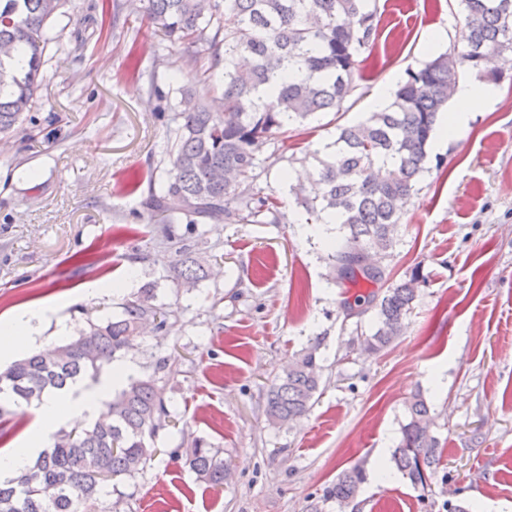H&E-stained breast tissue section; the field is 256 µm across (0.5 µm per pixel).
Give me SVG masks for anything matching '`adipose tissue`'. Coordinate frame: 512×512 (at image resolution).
Returning a JSON list of instances; mask_svg holds the SVG:
<instances>
[{
	"label": "adipose tissue",
	"instance_id": "1",
	"mask_svg": "<svg viewBox=\"0 0 512 512\" xmlns=\"http://www.w3.org/2000/svg\"><path fill=\"white\" fill-rule=\"evenodd\" d=\"M494 97L495 90L491 84L478 81L458 83L453 94L457 109L449 113L445 124L446 130L457 131L463 128L469 113L487 107ZM110 391L111 385L107 382L89 386L79 381L45 397L39 405V411L49 426L90 418L98 413L101 400L107 397Z\"/></svg>",
	"mask_w": 512,
	"mask_h": 512
}]
</instances>
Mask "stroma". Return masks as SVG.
Listing matches in <instances>:
<instances>
[{
    "label": "stroma",
    "mask_w": 512,
    "mask_h": 512,
    "mask_svg": "<svg viewBox=\"0 0 512 512\" xmlns=\"http://www.w3.org/2000/svg\"><path fill=\"white\" fill-rule=\"evenodd\" d=\"M106 0H65L46 25L52 41L36 102L0 146V318L61 307L63 324L40 325L20 356L64 343L86 320L118 313L134 290L155 285L170 310L167 333L139 336L105 365L126 377L160 378L177 426L159 432L152 458L107 488L101 512H337L324 497L353 466L388 467L421 393L443 450L430 486L407 478L365 481L355 512H512V65L490 108L471 113L458 138L431 151L438 167L420 181L384 264L392 279L418 270L417 299L402 333L376 354L361 341L372 314L344 319L345 291L327 278L326 239L307 233L288 193L289 172H309L305 150L332 140L325 117L272 139L258 153V188L275 194L279 224H201L174 219L206 277L177 289L173 249L157 244L141 202L161 188L171 139L163 113L180 88L219 94L205 78V48L187 53L123 0L118 27L102 26ZM379 37L355 74L351 124L371 98L394 91L406 68L457 45L462 16L448 0H381ZM445 35L429 46L427 35ZM132 279L131 288L87 300L85 285ZM321 338L320 396L299 424L281 429L264 414L275 375ZM168 359L156 372L160 359ZM232 465L222 490L184 465L195 438Z\"/></svg>",
    "instance_id": "35a3bbf8"
}]
</instances>
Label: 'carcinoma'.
Listing matches in <instances>:
<instances>
[{
    "mask_svg": "<svg viewBox=\"0 0 512 512\" xmlns=\"http://www.w3.org/2000/svg\"><path fill=\"white\" fill-rule=\"evenodd\" d=\"M63 0H0V138L14 131L31 110L51 38L47 22ZM148 22L174 42L211 50L210 69L220 73L223 91L207 103L189 101L167 116L174 141L161 191L149 189L144 216L156 236L175 242L170 219L196 224H280L279 199L257 187L258 152L273 135L329 113L343 111L355 91L361 57L378 36V8L372 0H140ZM463 16L461 46L440 53L417 69L408 68L391 104L364 119L336 127V137L309 154L313 181L289 192L306 221L338 224L329 277L371 250L386 257L404 205L431 171L428 151L439 117L448 109L465 73L496 83L483 73L489 56L512 55V0H457ZM173 279L196 288L206 278L190 245L176 248ZM417 271L389 282L386 270L342 282L375 287L353 299L359 315L374 311L373 333L363 349L378 352L401 335L417 297ZM385 288L384 293L378 289ZM167 329L168 313L148 285L123 303L122 311L88 321L63 345L36 352L0 371V425L12 407L40 402L86 376L96 377L116 354L128 349L143 327ZM314 339L267 389L269 425L285 427L306 416L320 386ZM409 422L391 462L414 486L423 488L442 459L432 435L430 406L419 393L406 403ZM153 376L128 381L112 393L89 427L59 429L21 475L0 482V512H98L102 491L132 477L150 459L146 438L172 422ZM185 465L200 481L219 490L230 476L220 451L198 438ZM365 477L360 467L343 471L325 498L338 512L355 507Z\"/></svg>",
    "mask_w": 512,
    "mask_h": 512,
    "instance_id": "1",
    "label": "carcinoma"
}]
</instances>
